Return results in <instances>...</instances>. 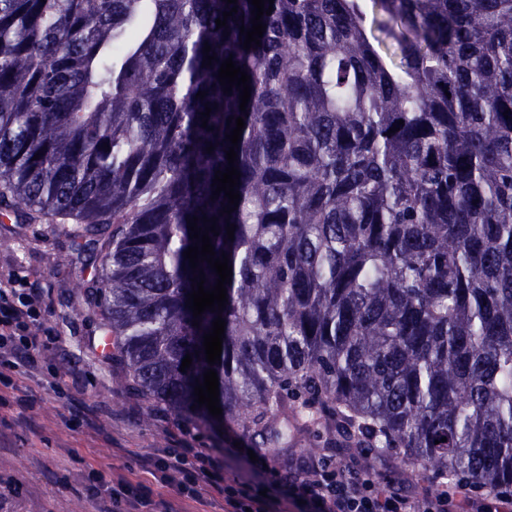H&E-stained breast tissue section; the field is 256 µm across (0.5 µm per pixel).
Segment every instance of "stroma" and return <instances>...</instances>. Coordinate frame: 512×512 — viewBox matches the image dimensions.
<instances>
[{
	"label": "stroma",
	"instance_id": "1",
	"mask_svg": "<svg viewBox=\"0 0 512 512\" xmlns=\"http://www.w3.org/2000/svg\"><path fill=\"white\" fill-rule=\"evenodd\" d=\"M75 255L45 226L0 220V279L35 291V330L45 342L37 367L0 385V512H105L118 483L174 512H224L209 487L197 500L178 496L176 476L155 466L166 448L223 449L227 478L260 486L293 480L315 463L364 471L359 449L314 457L289 443L266 451L271 469L263 471L247 453L251 440L229 424L189 420L138 391L120 361L98 350L99 332L70 275ZM99 470L109 471V487L94 488Z\"/></svg>",
	"mask_w": 512,
	"mask_h": 512
}]
</instances>
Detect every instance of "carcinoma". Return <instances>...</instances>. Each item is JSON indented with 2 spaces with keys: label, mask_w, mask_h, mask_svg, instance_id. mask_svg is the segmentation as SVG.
I'll return each instance as SVG.
<instances>
[{
  "label": "carcinoma",
  "mask_w": 512,
  "mask_h": 512,
  "mask_svg": "<svg viewBox=\"0 0 512 512\" xmlns=\"http://www.w3.org/2000/svg\"><path fill=\"white\" fill-rule=\"evenodd\" d=\"M252 10L0 0V209L78 243L86 310L148 397L213 421L194 395L213 368L221 419L256 448L289 430L311 455L365 448L372 470L395 457L498 496L512 488V0H274L246 50ZM229 57L251 76L244 113L217 79ZM231 117L240 200L222 216ZM195 216L201 232L216 218L232 266L226 308L197 319Z\"/></svg>",
  "instance_id": "1"
}]
</instances>
